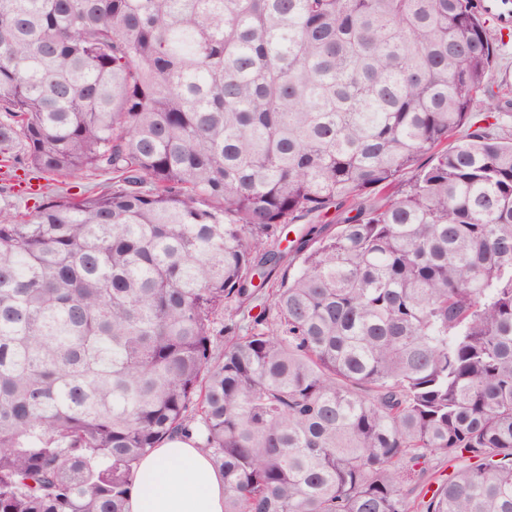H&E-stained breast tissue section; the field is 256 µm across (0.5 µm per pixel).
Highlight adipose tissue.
<instances>
[{"instance_id":"1","label":"adipose tissue","mask_w":512,"mask_h":512,"mask_svg":"<svg viewBox=\"0 0 512 512\" xmlns=\"http://www.w3.org/2000/svg\"><path fill=\"white\" fill-rule=\"evenodd\" d=\"M128 512H224V478L194 440L176 436L144 456Z\"/></svg>"}]
</instances>
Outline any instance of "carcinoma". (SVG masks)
<instances>
[{
  "label": "carcinoma",
  "mask_w": 512,
  "mask_h": 512,
  "mask_svg": "<svg viewBox=\"0 0 512 512\" xmlns=\"http://www.w3.org/2000/svg\"><path fill=\"white\" fill-rule=\"evenodd\" d=\"M493 40L473 0H8L0 170L112 178L0 209V512H125L190 433L224 512H512V137L443 147L499 118Z\"/></svg>",
  "instance_id": "cac0c4a2"
}]
</instances>
